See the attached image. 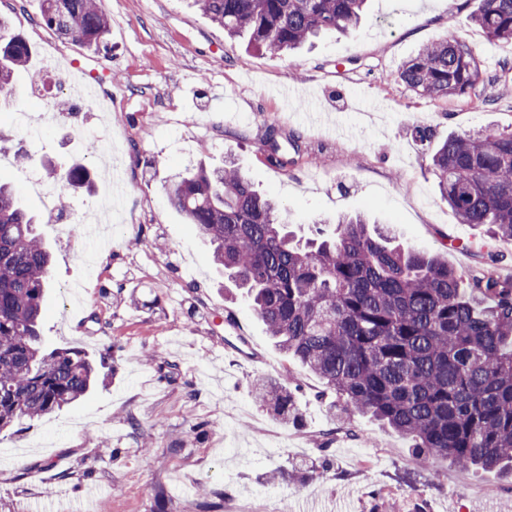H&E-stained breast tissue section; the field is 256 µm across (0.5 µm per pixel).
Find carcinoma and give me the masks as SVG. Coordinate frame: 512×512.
<instances>
[{"instance_id": "cac0c4a2", "label": "carcinoma", "mask_w": 512, "mask_h": 512, "mask_svg": "<svg viewBox=\"0 0 512 512\" xmlns=\"http://www.w3.org/2000/svg\"><path fill=\"white\" fill-rule=\"evenodd\" d=\"M231 38L283 54L322 31L360 24L366 0H190ZM470 16L491 42L512 41V0H478ZM36 23L97 51L109 30L103 0H41ZM31 49L0 14V105ZM397 78L416 95L461 97L485 82L479 59L455 33L403 61ZM429 170L459 223L512 240V132L452 134L432 149ZM92 190L75 161L60 173ZM168 202L214 246L224 276L246 292L277 346L315 373L344 404L342 421L370 414L408 437L424 461L512 471V277L499 254L468 274L393 244L366 219L342 217L329 239L297 240L281 208L231 160L191 168L166 188ZM37 221L0 183V432L73 405L99 381L75 349L45 353L39 321L51 286V253ZM256 406L297 423L290 374L260 380Z\"/></svg>"}]
</instances>
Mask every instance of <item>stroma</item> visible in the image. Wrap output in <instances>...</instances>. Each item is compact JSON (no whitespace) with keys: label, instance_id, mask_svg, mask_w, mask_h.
Masks as SVG:
<instances>
[{"label":"stroma","instance_id":"35a3bbf8","mask_svg":"<svg viewBox=\"0 0 512 512\" xmlns=\"http://www.w3.org/2000/svg\"><path fill=\"white\" fill-rule=\"evenodd\" d=\"M477 5L368 0L357 28L273 55L229 40L186 0H104L108 49L99 53L37 25L39 0H0L31 45L17 102L0 109V179L38 217L53 252L43 348L83 351L102 378L75 405L0 433V512H55L62 494L71 512H83L89 486L105 512H203V485L218 493L215 512H252L262 497L281 512H512V475L442 457L423 462L409 439L366 415L341 424L335 393L273 343L164 192L186 168L230 158L284 207L297 234L318 224L329 237L338 216L362 214L393 227L403 247L467 273L488 238L458 222L427 168V148L405 129L429 126L437 143L487 127L512 131V94L491 81L503 74L512 85L501 68L512 63V44L488 41L469 23ZM450 32L490 80L463 98H418L397 69ZM50 58L68 82L54 83ZM90 79L88 104L74 87ZM489 96L494 104L482 105ZM272 128L283 167L267 159ZM91 139L101 149L90 157ZM21 148L36 164H16ZM46 160L82 161L94 173V192L70 194L62 222L51 218L61 187L43 172ZM112 183L111 220L126 231L90 271L77 257L96 240L69 228L103 222L99 204ZM74 287L83 301L68 313L63 299ZM163 361L173 372H159ZM286 372L302 413L296 426L251 397L257 377ZM130 413L151 434L150 448L131 433ZM331 428L335 437L319 451Z\"/></svg>","mask_w":512,"mask_h":512}]
</instances>
